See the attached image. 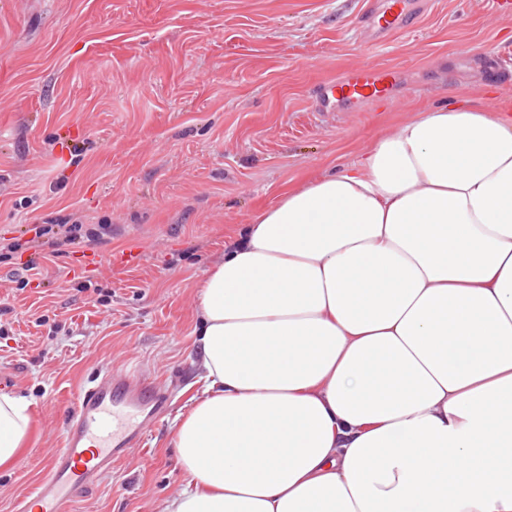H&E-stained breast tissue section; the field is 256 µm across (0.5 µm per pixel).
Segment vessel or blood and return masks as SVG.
<instances>
[{
	"mask_svg": "<svg viewBox=\"0 0 512 512\" xmlns=\"http://www.w3.org/2000/svg\"><path fill=\"white\" fill-rule=\"evenodd\" d=\"M394 4L395 13L368 15L371 35L382 38L414 29V0H394ZM398 82V72L363 63L322 84L316 109L328 112L386 98ZM167 404V396L151 378L117 373L108 364L101 366L98 377L81 389L75 406L67 408L64 446L46 456V478L23 501L21 512H65L66 504L96 484L111 469L113 460L141 443Z\"/></svg>",
	"mask_w": 512,
	"mask_h": 512,
	"instance_id": "1",
	"label": "vessel or blood"
}]
</instances>
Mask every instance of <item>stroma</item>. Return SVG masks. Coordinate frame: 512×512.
<instances>
[{"mask_svg": "<svg viewBox=\"0 0 512 512\" xmlns=\"http://www.w3.org/2000/svg\"><path fill=\"white\" fill-rule=\"evenodd\" d=\"M383 0H0V391L30 403L32 437L0 470V512L44 479L61 413L104 364L149 368L172 405L144 446L69 512H160L189 477L175 418L201 390L199 285L281 192L357 162L375 137L512 71V0H419L414 31L367 41ZM363 62L396 69L383 101L314 109ZM37 224H108L53 257ZM37 271H29L30 262Z\"/></svg>", "mask_w": 512, "mask_h": 512, "instance_id": "obj_1", "label": "stroma"}]
</instances>
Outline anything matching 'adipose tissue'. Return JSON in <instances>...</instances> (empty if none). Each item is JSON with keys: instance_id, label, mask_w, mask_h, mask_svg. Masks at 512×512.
<instances>
[{"instance_id": "adipose-tissue-1", "label": "adipose tissue", "mask_w": 512, "mask_h": 512, "mask_svg": "<svg viewBox=\"0 0 512 512\" xmlns=\"http://www.w3.org/2000/svg\"><path fill=\"white\" fill-rule=\"evenodd\" d=\"M200 310L161 512H512V104L435 108L285 191ZM30 430L0 392V467Z\"/></svg>"}]
</instances>
